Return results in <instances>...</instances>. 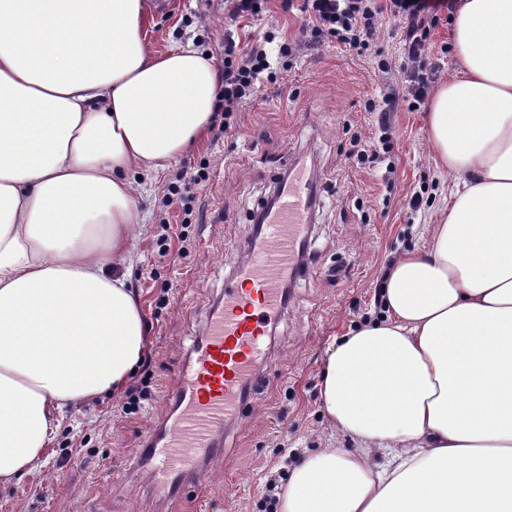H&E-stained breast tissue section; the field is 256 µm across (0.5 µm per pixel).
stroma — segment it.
<instances>
[{"instance_id": "1", "label": "stroma", "mask_w": 512, "mask_h": 512, "mask_svg": "<svg viewBox=\"0 0 512 512\" xmlns=\"http://www.w3.org/2000/svg\"><path fill=\"white\" fill-rule=\"evenodd\" d=\"M268 7V17L242 35L270 30L281 40L297 38L304 20L298 8L284 0ZM146 30L153 51L190 44L224 60V0H172L170 9L150 10ZM451 31L443 21L432 35L437 86L457 63ZM382 58L392 62V74L379 72ZM401 61V39L388 20L363 55L332 44L280 59L278 84L235 113L227 134H219L224 119L216 117L204 143L163 178L134 173L143 221L130 254V286L150 338L148 370L135 378L149 380L151 395L131 414L120 397L72 409L41 473L0 488V512H194L201 503L208 512H266L269 484L286 492L303 454L331 439L351 447L349 438L331 434L319 408L325 351L350 326L378 314L387 261L425 247L451 187L435 162L424 111L391 115L393 190L382 182L384 166L368 167L354 154L355 140L378 137L379 114L368 105L400 85ZM297 162L313 174L316 204L291 302L273 328L239 422L227 426L223 450L209 463L210 479H187L177 494L159 498L139 464L145 437L213 302L248 257L254 213ZM184 172L209 179L184 198L168 199V185ZM424 184L434 201L412 211L408 200Z\"/></svg>"}]
</instances>
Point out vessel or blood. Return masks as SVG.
<instances>
[{
	"instance_id": "1",
	"label": "vessel or blood",
	"mask_w": 512,
	"mask_h": 512,
	"mask_svg": "<svg viewBox=\"0 0 512 512\" xmlns=\"http://www.w3.org/2000/svg\"><path fill=\"white\" fill-rule=\"evenodd\" d=\"M311 182L305 169L289 171L276 206L250 242L248 261L225 285L202 336L173 377L167 411L142 451L160 494L175 493L190 474L209 479L207 465L222 447L226 425L241 416L269 332L287 307L284 286L309 237Z\"/></svg>"
}]
</instances>
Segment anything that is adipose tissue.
<instances>
[{"mask_svg": "<svg viewBox=\"0 0 512 512\" xmlns=\"http://www.w3.org/2000/svg\"><path fill=\"white\" fill-rule=\"evenodd\" d=\"M145 8L0 0V487L143 358L132 175L174 167L219 85L202 52L150 49ZM452 40L427 125L448 205L327 349L322 408L353 445L303 457L280 512H512V0H458Z\"/></svg>", "mask_w": 512, "mask_h": 512, "instance_id": "1", "label": "adipose tissue"}]
</instances>
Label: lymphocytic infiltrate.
<instances>
[{"mask_svg": "<svg viewBox=\"0 0 512 512\" xmlns=\"http://www.w3.org/2000/svg\"><path fill=\"white\" fill-rule=\"evenodd\" d=\"M449 0H303L302 12L311 25L303 29L297 40L285 41L279 47L281 55L295 57L305 46L315 43L318 35L326 34L346 49L364 54L375 40L383 19H390L402 33L403 61L400 65L404 82L401 91L384 95L386 111L400 105L419 110L426 100L432 82L431 33L445 11ZM266 35L263 43L224 38V84L219 109L225 118L252 102L261 85L276 82L265 49L273 42Z\"/></svg>", "mask_w": 512, "mask_h": 512, "instance_id": "1", "label": "lymphocytic infiltrate"}]
</instances>
